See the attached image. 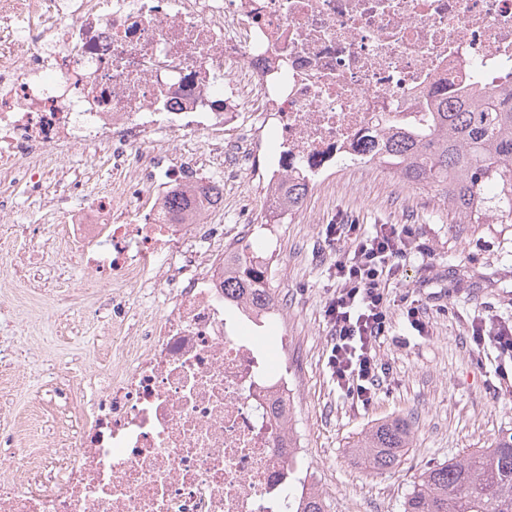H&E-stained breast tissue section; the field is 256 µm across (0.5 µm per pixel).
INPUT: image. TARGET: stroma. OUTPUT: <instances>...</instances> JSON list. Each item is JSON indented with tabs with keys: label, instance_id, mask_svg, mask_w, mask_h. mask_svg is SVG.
<instances>
[{
	"label": "stroma",
	"instance_id": "1",
	"mask_svg": "<svg viewBox=\"0 0 512 512\" xmlns=\"http://www.w3.org/2000/svg\"><path fill=\"white\" fill-rule=\"evenodd\" d=\"M336 222L356 225L361 234L377 224H400L415 244L386 281L387 329L375 345L384 374L365 403L340 389L328 367L324 311L343 246L328 243L325 232ZM224 224L231 240L262 245L274 256L271 284L281 307L264 333L286 341V351H275L274 359L297 390L292 411L308 448L298 468L302 479L323 489L328 512H402L424 469L512 433V367L504 368L493 346L479 350L472 340L473 320L485 319L490 329L512 324V224L456 223L434 189L408 184L373 163L337 168L331 185L309 193L291 222L237 224L228 214ZM36 245L54 251L53 227L23 200L0 249V273ZM408 299L424 334L403 316ZM16 318L26 329L21 346L88 392L111 374V356L93 346L95 316L68 320L49 337L39 298L31 293ZM395 416L413 425L409 448L384 470L358 464L350 442Z\"/></svg>",
	"mask_w": 512,
	"mask_h": 512
}]
</instances>
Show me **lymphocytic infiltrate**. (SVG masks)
Returning <instances> with one entry per match:
<instances>
[{
	"mask_svg": "<svg viewBox=\"0 0 512 512\" xmlns=\"http://www.w3.org/2000/svg\"><path fill=\"white\" fill-rule=\"evenodd\" d=\"M346 240L334 264L336 288L325 318L333 344L328 364L337 385L364 400L380 380L375 345L386 331L387 307L381 283L396 274L410 248V232L398 224L376 225L360 235L352 224H331L326 240Z\"/></svg>",
	"mask_w": 512,
	"mask_h": 512,
	"instance_id": "lymphocytic-infiltrate-1",
	"label": "lymphocytic infiltrate"
}]
</instances>
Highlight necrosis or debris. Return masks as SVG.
Wrapping results in <instances>:
<instances>
[{"mask_svg": "<svg viewBox=\"0 0 512 512\" xmlns=\"http://www.w3.org/2000/svg\"><path fill=\"white\" fill-rule=\"evenodd\" d=\"M445 85L512 86V0H0V220L26 194L56 264L114 298L103 391L35 368L12 415L0 388V512H286L311 494L289 480L294 389L224 299V180L287 222L290 181L321 186ZM76 154L122 174L82 207ZM41 270L10 279L45 321L85 313ZM131 288L160 311L132 316Z\"/></svg>", "mask_w": 512, "mask_h": 512, "instance_id": "necrosis-or-debris-1", "label": "necrosis or debris"}]
</instances>
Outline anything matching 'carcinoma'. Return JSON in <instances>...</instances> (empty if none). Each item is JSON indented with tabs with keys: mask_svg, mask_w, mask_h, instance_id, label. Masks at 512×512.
<instances>
[{
	"mask_svg": "<svg viewBox=\"0 0 512 512\" xmlns=\"http://www.w3.org/2000/svg\"><path fill=\"white\" fill-rule=\"evenodd\" d=\"M359 160L385 165L400 179L435 188L448 200L456 223L512 224V89L438 94L418 127L395 125L377 147L365 142ZM309 194L304 182L288 185V210ZM247 242L231 251L233 269L224 292L256 312L273 306L268 265L254 260ZM413 431L405 417L385 420L350 444L373 469L394 464ZM403 512H512V435L488 448L426 468L404 498Z\"/></svg>",
	"mask_w": 512,
	"mask_h": 512,
	"instance_id": "cac0c4a2",
	"label": "carcinoma"
}]
</instances>
